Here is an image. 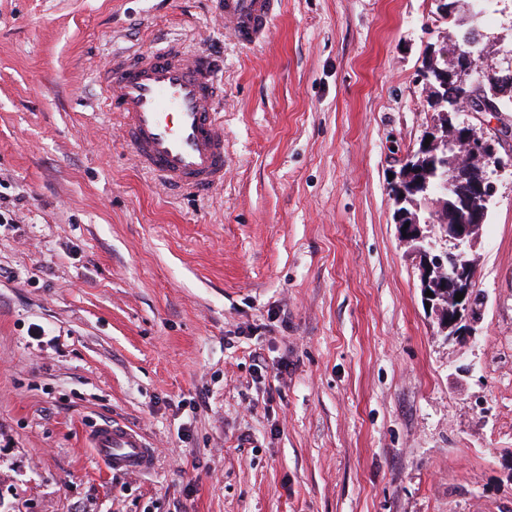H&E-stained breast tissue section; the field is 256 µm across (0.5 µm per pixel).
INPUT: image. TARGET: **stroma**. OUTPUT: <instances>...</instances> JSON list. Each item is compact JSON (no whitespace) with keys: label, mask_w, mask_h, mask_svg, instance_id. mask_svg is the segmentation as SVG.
I'll return each mask as SVG.
<instances>
[{"label":"stroma","mask_w":512,"mask_h":512,"mask_svg":"<svg viewBox=\"0 0 512 512\" xmlns=\"http://www.w3.org/2000/svg\"><path fill=\"white\" fill-rule=\"evenodd\" d=\"M434 0H0V512H512V174L447 341L390 173L435 113ZM224 62L222 187L165 189L101 108L112 52ZM116 418L155 450L114 473ZM237 42L255 45L270 29L280 0H217ZM88 440L112 472H145L153 467L154 450L144 436L114 420L96 424Z\"/></svg>","instance_id":"stroma-1"}]
</instances>
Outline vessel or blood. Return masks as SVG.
Returning <instances> with one entry per match:
<instances>
[{
    "label": "vessel or blood",
    "mask_w": 512,
    "mask_h": 512,
    "mask_svg": "<svg viewBox=\"0 0 512 512\" xmlns=\"http://www.w3.org/2000/svg\"><path fill=\"white\" fill-rule=\"evenodd\" d=\"M279 0H218V10L243 46L270 29ZM222 64L186 55L173 41L117 54L104 69L105 107L119 120L142 168L169 189L211 190L224 179V131L217 121ZM88 440L115 472H145L154 450L139 432L116 421L94 426Z\"/></svg>",
    "instance_id": "b4317fda"
}]
</instances>
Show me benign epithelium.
Listing matches in <instances>:
<instances>
[{
  "label": "benign epithelium",
  "mask_w": 512,
  "mask_h": 512,
  "mask_svg": "<svg viewBox=\"0 0 512 512\" xmlns=\"http://www.w3.org/2000/svg\"><path fill=\"white\" fill-rule=\"evenodd\" d=\"M449 65L459 79L471 74L473 68L470 54L459 50L450 57ZM492 68L495 93L502 97L512 90V58L507 56L502 63L492 64ZM459 109L464 114L499 111L480 90L460 102ZM453 160L458 168L472 164L480 168V178L471 185L475 207L470 211L468 222L450 224L447 213L437 209L431 212L432 218L427 224L421 225L409 219L405 211L394 210L395 224L406 232L400 239L409 254L418 259L421 288L433 293L425 297V301L430 305V312L439 317L441 332L448 335L450 341L474 335L481 317L482 302L475 288L472 255L497 192L495 177L512 169V153L501 156L496 142L478 135L465 121L456 132ZM458 293L463 294L460 301L455 300ZM445 300L448 301L446 307L443 306Z\"/></svg>",
  "instance_id": "1"
}]
</instances>
